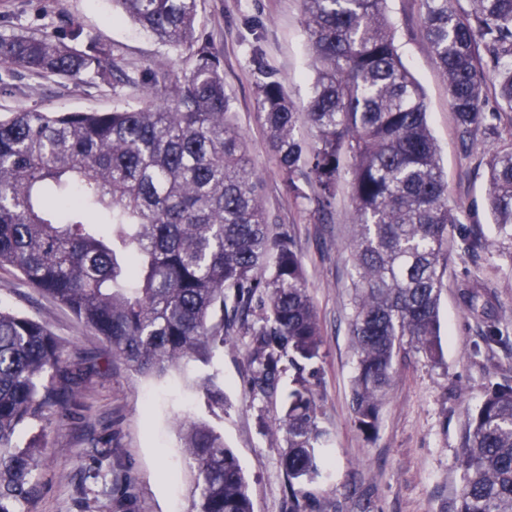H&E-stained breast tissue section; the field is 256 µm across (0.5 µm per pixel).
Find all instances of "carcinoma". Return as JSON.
<instances>
[{"label": "carcinoma", "mask_w": 512, "mask_h": 512, "mask_svg": "<svg viewBox=\"0 0 512 512\" xmlns=\"http://www.w3.org/2000/svg\"><path fill=\"white\" fill-rule=\"evenodd\" d=\"M316 76L299 108L260 71L256 107L279 171L295 197L319 188L331 205L342 156L354 202L352 244L357 354L351 409L358 429L377 431L380 405L410 352L440 357V300L448 230L456 223L427 121L422 91L404 65L384 0H302ZM424 0V27L466 135L485 122L484 72L512 111V0ZM160 43L187 49L194 68L181 80L148 72L142 105L110 112H39L0 117V269L67 307L112 355L141 375L162 376L186 360L210 363L240 327L251 336L250 389L277 393L283 360L297 372L277 421L288 479L320 473L323 436L317 399L303 372L322 358L316 311L296 245L269 231L260 181L230 119L220 59L196 34L197 0H112ZM47 34L0 38L12 71L111 79L110 49L77 50ZM316 131L307 149L299 114ZM489 207L512 241V150L489 155ZM468 311L490 316L476 288ZM258 314L251 322L249 316ZM48 326L0 310V512L28 498L36 441L18 432L51 413L70 420L89 371L64 358ZM209 408L224 409L211 375ZM197 469L195 512H253L235 452L206 422L182 431ZM456 512H512V385L489 392L468 421Z\"/></svg>", "instance_id": "obj_1"}]
</instances>
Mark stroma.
<instances>
[{"mask_svg": "<svg viewBox=\"0 0 512 512\" xmlns=\"http://www.w3.org/2000/svg\"><path fill=\"white\" fill-rule=\"evenodd\" d=\"M387 18L408 70L421 85L448 203L457 218L448 233V268L440 306L441 356L397 361V373L380 407L377 432L365 437L351 411L357 355L350 334L353 203L340 181L327 213L319 188L295 199L272 155L256 108L259 68L274 73L288 96L306 103L315 72L301 0H198L196 32L218 54L232 119L247 143L261 179L271 233L288 231L305 271L317 312L323 356L307 381L319 399L324 437L320 475L289 485L282 466L285 441L273 423L281 396L260 400L248 386L250 338L236 332L210 365L182 363L164 376H141L114 359L98 336L66 308L0 269V306L42 320L65 345L82 352L91 373L75 418L47 419L23 431L19 445L41 437L44 448L32 474L29 498L16 512H192L196 470L181 447L180 428L205 421L220 430L238 456L254 512H455L460 489L459 451L466 422L487 394L512 385V242L502 239L488 207L487 157L512 148V114L487 111L498 134L463 137L448 102L447 83L423 31L424 0H387ZM81 25L86 39L110 46L118 74L139 78L149 68L179 78L195 60L117 18L112 0H0V37L18 32L65 34ZM0 91V115L20 108L42 112L98 111L136 106L135 88L14 73ZM474 284L491 297L490 319L470 314L461 290ZM496 337H489V328ZM216 374L223 412L210 413L199 380Z\"/></svg>", "mask_w": 512, "mask_h": 512, "instance_id": "obj_1", "label": "stroma"}]
</instances>
